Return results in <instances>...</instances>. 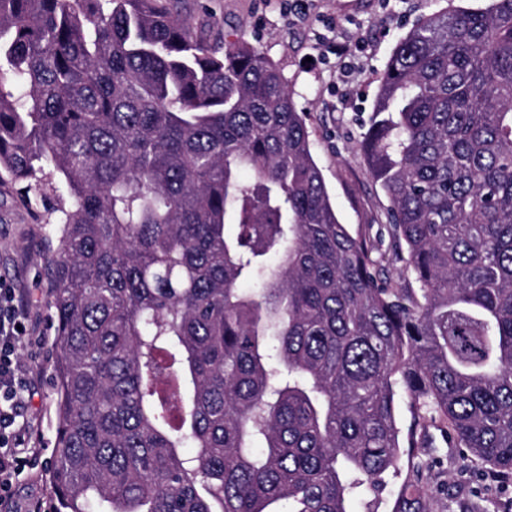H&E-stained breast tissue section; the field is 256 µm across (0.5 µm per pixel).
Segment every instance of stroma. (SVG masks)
<instances>
[{
	"label": "stroma",
	"mask_w": 512,
	"mask_h": 512,
	"mask_svg": "<svg viewBox=\"0 0 512 512\" xmlns=\"http://www.w3.org/2000/svg\"><path fill=\"white\" fill-rule=\"evenodd\" d=\"M446 0H310L304 15L283 9L282 0H173L172 8L208 44L243 39L280 64L306 123L331 202L352 232L369 236L382 276L394 285L414 284L404 259L395 256L387 220L389 201L371 178L357 141L372 110L378 80L394 44L425 14ZM335 18L339 41L349 44L351 71L335 56L322 55L315 33ZM63 189L46 192L22 183L0 182V281L26 295V325L38 347H23L31 365L33 396L27 414L30 445L41 450L37 467L16 482L18 512L28 503H48L55 451L56 394L53 365L55 323L50 307V252L54 209L68 205ZM416 463L424 468L423 490L431 512H512V481L486 480V467L466 449L428 427Z\"/></svg>",
	"instance_id": "1"
}]
</instances>
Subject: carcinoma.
Wrapping results in <instances>:
<instances>
[{"label":"carcinoma","instance_id":"cac0c4a2","mask_svg":"<svg viewBox=\"0 0 512 512\" xmlns=\"http://www.w3.org/2000/svg\"><path fill=\"white\" fill-rule=\"evenodd\" d=\"M359 149L417 288L340 222L259 48L167 0H0V174L71 199L50 512H350L404 468L393 512H430L426 418L512 477V0L419 19Z\"/></svg>","mask_w":512,"mask_h":512}]
</instances>
